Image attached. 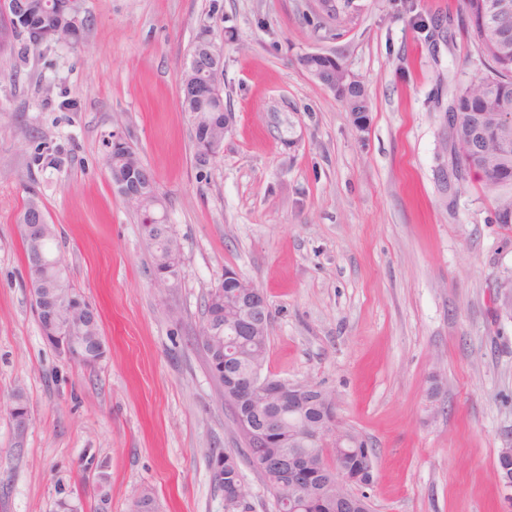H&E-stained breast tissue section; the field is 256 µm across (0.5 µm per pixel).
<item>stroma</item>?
Instances as JSON below:
<instances>
[{"instance_id": "stroma-1", "label": "stroma", "mask_w": 512, "mask_h": 512, "mask_svg": "<svg viewBox=\"0 0 512 512\" xmlns=\"http://www.w3.org/2000/svg\"><path fill=\"white\" fill-rule=\"evenodd\" d=\"M82 44L0 50V512H224L212 454L243 440L198 346L204 294L233 269L271 310L266 373L332 394L375 450V512H512L493 479L512 447V227L480 183L442 187L444 78L478 55L459 0H81ZM453 18L427 41L417 19ZM236 31L224 40L225 27ZM224 48L221 154L193 160L179 98L201 32ZM335 55L362 82L357 129L299 63ZM128 142L182 247L155 287L105 160ZM101 317L106 354L43 338L17 224L29 193ZM22 393L32 422L17 440ZM104 475L105 493L91 478ZM161 266L163 269L153 276L154 285L158 288H173L182 277V250L175 239L171 240L168 256Z\"/></svg>"}]
</instances>
